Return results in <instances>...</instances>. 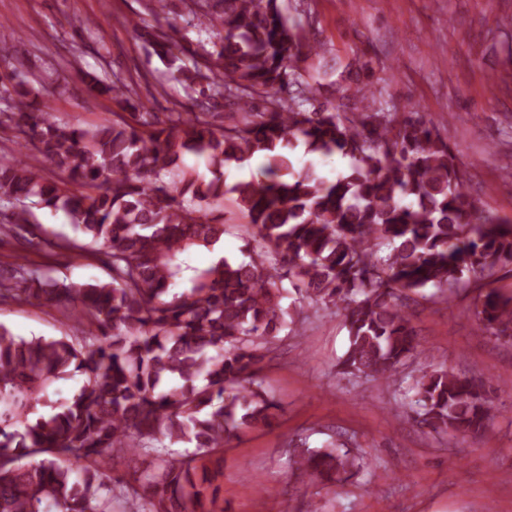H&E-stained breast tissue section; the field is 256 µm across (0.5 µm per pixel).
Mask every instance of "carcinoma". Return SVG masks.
<instances>
[{
    "label": "carcinoma",
    "mask_w": 512,
    "mask_h": 512,
    "mask_svg": "<svg viewBox=\"0 0 512 512\" xmlns=\"http://www.w3.org/2000/svg\"><path fill=\"white\" fill-rule=\"evenodd\" d=\"M213 39L190 66L169 59L187 112H133L92 129L34 106L26 78L0 126L57 172L0 158V233L20 246L37 227L31 198L63 211L83 245L104 252L109 282H66L17 254L0 275V303L40 305L86 325L76 336L15 337L0 324V512H229L221 452L243 428L271 426L277 405L260 373L304 305L340 314L348 347L341 373L391 385L426 355L408 313L426 290L483 288L474 317L483 334L512 338V296L492 277L512 267V223L468 189L460 151L417 112L374 106L349 63L326 83L331 100L308 108L299 26L284 0H182ZM90 89L128 102L121 80L83 74ZM296 94H290L291 88ZM225 101L238 120L212 108ZM349 159L334 181L298 152ZM203 160L208 174L183 165ZM260 159L248 180L225 169ZM79 189H73V186ZM244 224L243 259L199 270L190 255ZM293 301H288V298ZM81 377L67 399L57 382ZM413 419L435 435H483L490 386L428 366L415 381ZM188 443L192 451L173 453ZM136 456L147 466L118 494L109 471ZM361 459L334 441L298 451L291 475L333 487Z\"/></svg>",
    "instance_id": "carcinoma-1"
}]
</instances>
